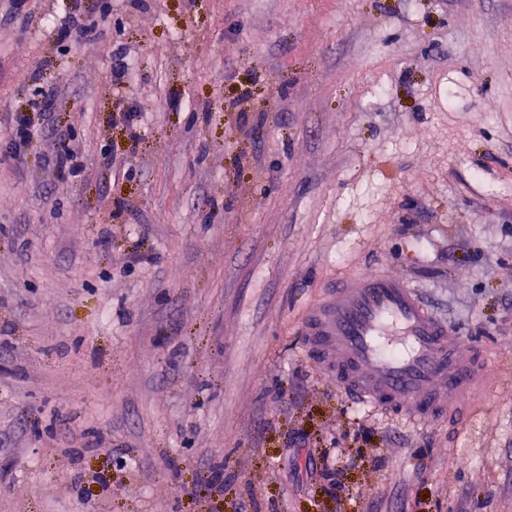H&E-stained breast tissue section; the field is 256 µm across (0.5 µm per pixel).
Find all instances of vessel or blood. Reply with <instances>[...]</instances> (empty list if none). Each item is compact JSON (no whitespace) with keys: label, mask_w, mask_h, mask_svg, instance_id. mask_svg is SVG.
I'll return each instance as SVG.
<instances>
[{"label":"vessel or blood","mask_w":512,"mask_h":512,"mask_svg":"<svg viewBox=\"0 0 512 512\" xmlns=\"http://www.w3.org/2000/svg\"><path fill=\"white\" fill-rule=\"evenodd\" d=\"M303 334L346 394L416 425L446 415L462 397L488 393L477 358L462 354L460 336L400 277L369 269L335 286Z\"/></svg>","instance_id":"obj_1"}]
</instances>
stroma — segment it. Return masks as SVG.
I'll return each mask as SVG.
<instances>
[{
    "label": "stroma",
    "mask_w": 512,
    "mask_h": 512,
    "mask_svg": "<svg viewBox=\"0 0 512 512\" xmlns=\"http://www.w3.org/2000/svg\"><path fill=\"white\" fill-rule=\"evenodd\" d=\"M367 269L487 355L482 405L346 396L300 326ZM243 504L512 512V0H0V512ZM49 161L61 171H68L69 173H78L81 168L78 153L71 148L64 145L56 146L52 144V150L49 155Z\"/></svg>",
    "instance_id": "1"
}]
</instances>
